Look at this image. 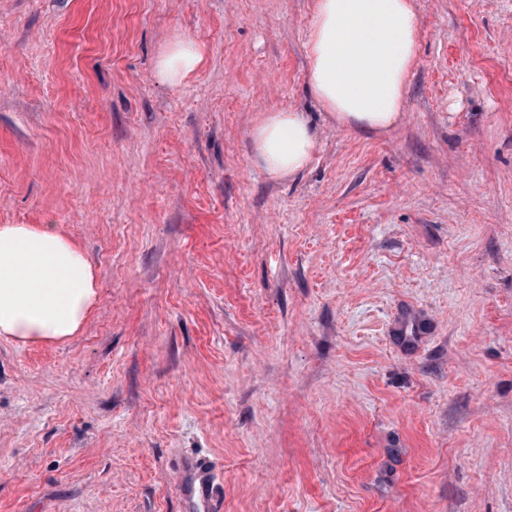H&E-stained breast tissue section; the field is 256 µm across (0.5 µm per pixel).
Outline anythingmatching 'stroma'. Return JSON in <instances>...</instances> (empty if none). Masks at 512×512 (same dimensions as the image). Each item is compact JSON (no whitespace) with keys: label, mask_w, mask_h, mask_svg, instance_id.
<instances>
[{"label":"stroma","mask_w":512,"mask_h":512,"mask_svg":"<svg viewBox=\"0 0 512 512\" xmlns=\"http://www.w3.org/2000/svg\"><path fill=\"white\" fill-rule=\"evenodd\" d=\"M413 4L374 133L311 92L313 0H0V224L98 292L0 337V512H183L195 457L224 512H512V0ZM274 109L317 134L290 177ZM200 49L192 41L179 39L172 42L160 57L159 75L170 83H178L195 71L202 63ZM254 142L269 172L291 175L308 164L317 138L305 113L280 109L266 114L256 126Z\"/></svg>","instance_id":"obj_1"}]
</instances>
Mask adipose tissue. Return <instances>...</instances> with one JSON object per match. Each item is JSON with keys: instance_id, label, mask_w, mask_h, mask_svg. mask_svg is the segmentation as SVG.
Here are the masks:
<instances>
[{"instance_id": "adipose-tissue-1", "label": "adipose tissue", "mask_w": 512, "mask_h": 512, "mask_svg": "<svg viewBox=\"0 0 512 512\" xmlns=\"http://www.w3.org/2000/svg\"><path fill=\"white\" fill-rule=\"evenodd\" d=\"M419 26L412 0H316L309 79L317 101L340 124L386 131L402 110ZM202 60L196 44L179 39L158 72L177 83ZM254 142L269 172L291 175L308 164L317 138L305 113L280 109L256 126ZM96 296L92 265L55 225H0V336L29 343L74 336Z\"/></svg>"}]
</instances>
